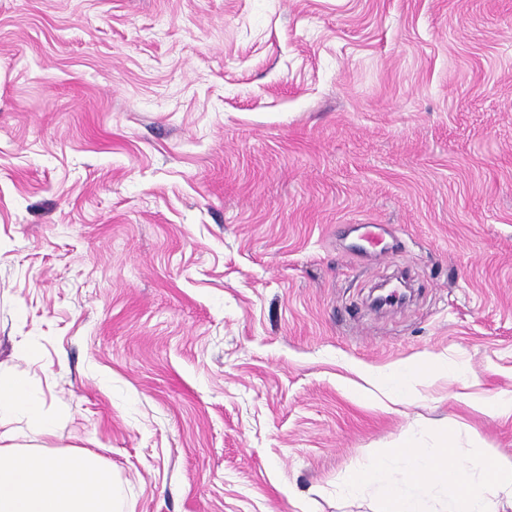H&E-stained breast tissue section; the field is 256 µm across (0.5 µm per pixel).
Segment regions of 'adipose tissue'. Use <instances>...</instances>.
Wrapping results in <instances>:
<instances>
[{
  "label": "adipose tissue",
  "instance_id": "1",
  "mask_svg": "<svg viewBox=\"0 0 512 512\" xmlns=\"http://www.w3.org/2000/svg\"><path fill=\"white\" fill-rule=\"evenodd\" d=\"M447 359H414L373 381L387 397L410 394L427 376L457 373ZM34 438L55 434V424L29 393L20 374L0 373V512H118L108 469L95 453L82 450L65 458L24 449L18 424ZM375 490L377 512H424L436 496L441 512H497L499 495L512 496V464L489 455L457 459L448 448L398 444L348 476L341 489L350 498Z\"/></svg>",
  "mask_w": 512,
  "mask_h": 512
}]
</instances>
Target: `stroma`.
Masks as SVG:
<instances>
[{
	"mask_svg": "<svg viewBox=\"0 0 512 512\" xmlns=\"http://www.w3.org/2000/svg\"><path fill=\"white\" fill-rule=\"evenodd\" d=\"M420 356L466 374L366 380ZM0 371L122 512L512 463V0H0Z\"/></svg>",
	"mask_w": 512,
	"mask_h": 512,
	"instance_id": "35a3bbf8",
	"label": "stroma"
}]
</instances>
